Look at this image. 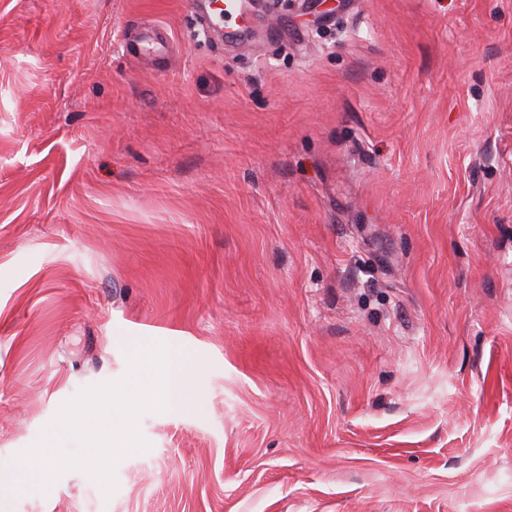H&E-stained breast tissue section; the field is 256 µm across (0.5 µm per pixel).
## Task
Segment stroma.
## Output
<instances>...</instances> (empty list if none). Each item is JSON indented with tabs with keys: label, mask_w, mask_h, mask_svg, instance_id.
Masks as SVG:
<instances>
[{
	"label": "stroma",
	"mask_w": 512,
	"mask_h": 512,
	"mask_svg": "<svg viewBox=\"0 0 512 512\" xmlns=\"http://www.w3.org/2000/svg\"><path fill=\"white\" fill-rule=\"evenodd\" d=\"M198 2L0 0V466L154 341L200 401L0 512H512V0ZM226 18H234L239 21L241 33L247 28L248 19L244 15V4L242 0H211L208 2L207 10L203 14L206 25H217L223 23Z\"/></svg>",
	"instance_id": "obj_1"
}]
</instances>
